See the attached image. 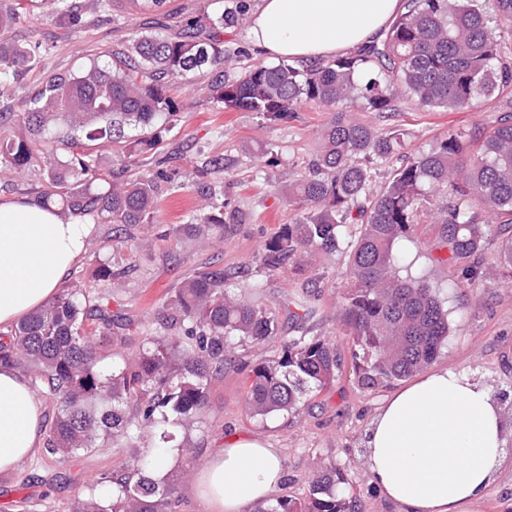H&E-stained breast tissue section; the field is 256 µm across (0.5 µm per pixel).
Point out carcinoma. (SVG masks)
I'll return each mask as SVG.
<instances>
[{
    "mask_svg": "<svg viewBox=\"0 0 512 512\" xmlns=\"http://www.w3.org/2000/svg\"><path fill=\"white\" fill-rule=\"evenodd\" d=\"M97 0L77 4L51 0L65 25L84 23ZM211 34L188 21L168 39L137 31L119 53L78 57L70 67L46 73L22 100L21 112L0 111V172L19 189L28 172L42 170L35 202L58 206L112 224L113 236L148 224L169 175L157 169L120 180L101 162V150L132 142L150 152L160 142L156 127L177 112L167 84L207 70L204 91L229 110L285 119L308 103L340 108L320 127L318 151L308 171L288 184L285 199L299 218L264 244L260 265L277 272L307 267L320 252H346L343 325L352 337V358L361 388L375 391L426 369L450 334V311L427 281L412 273L405 251L417 224L438 227V249L454 269L457 288H477L487 279L486 253L512 269V0H408L379 42L355 55L302 69L288 61L257 65L224 79V47L218 39L246 16L243 0L229 8L215 0ZM33 0H15L0 11V96L13 91L34 65L38 45L10 35ZM493 98L501 115L492 124L448 130L427 150H417L385 181L377 171L405 147L398 125L379 128L356 112L393 114L414 103L425 112L474 109ZM133 130L130 136L127 131ZM244 223L243 212L224 206L192 217L195 235L219 236ZM250 267L231 273L211 265L181 282L174 299L155 313L148 347L121 355L112 373L100 367L101 351L126 346L130 316L112 312L108 294L73 285L43 308L0 331V360L24 366L39 394L57 399L44 451L65 461L103 441L127 444L145 430L168 443L174 430L199 416L211 379L232 363V341L262 344L280 339V352L252 369L244 402L265 420L301 407L311 392L332 387L341 371L336 344L305 334L278 336L273 313L228 286L247 278ZM314 278L289 298L309 314ZM135 405V412L127 411ZM348 474L334 467L317 473L305 502L273 498L255 512H355L345 497ZM174 485L138 468L111 476L107 490L71 512H170Z\"/></svg>",
    "mask_w": 512,
    "mask_h": 512,
    "instance_id": "1",
    "label": "carcinoma"
}]
</instances>
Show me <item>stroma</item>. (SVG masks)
<instances>
[{"label":"stroma","instance_id":"obj_1","mask_svg":"<svg viewBox=\"0 0 512 512\" xmlns=\"http://www.w3.org/2000/svg\"><path fill=\"white\" fill-rule=\"evenodd\" d=\"M144 21L143 15L127 8L125 0H105L77 28L40 12L25 16L15 25L14 34L40 45L43 55L37 68L23 76V84L35 83L41 72L66 68L75 55L121 49L132 33L142 30ZM220 38L229 57L224 64L226 78H237L249 66L264 62V55L248 40L247 27L224 28ZM208 81L207 74L197 72L172 85L170 94L179 111L168 119L157 153L134 157L132 169L138 172L153 170L157 155L178 154L168 166L171 183L151 222L130 228L121 243L113 240L111 225H95L69 281L90 291L106 290L112 309L133 316L129 336L135 341L153 330L156 311L201 267L215 263L233 270L248 264L252 274L239 282V293L255 296L269 308L285 335L300 328L334 340L344 364L330 390L309 394L295 413L262 421L249 415L244 392L252 368L270 358L278 345L236 347L234 364L212 378L199 420L179 431L176 445L186 448L187 454L174 460L181 474L171 512H208L196 491L198 474L209 458L235 437L279 448L285 471L280 495L306 499L317 468L332 464L348 473L346 494L356 499L360 512H399L396 504L370 484L365 466V430L397 387L391 384L370 391L357 383L352 339L346 336L339 318L345 255L319 253L301 275L288 269L270 273L254 264L266 240L281 225L297 218L281 190L303 172L316 152L318 131L329 114L312 105L290 118L271 121L253 112L227 110L204 93ZM493 118L486 107L478 112H424L407 103L395 115L383 118L374 114L370 120L380 127L401 125L409 133L410 147L427 149L448 129L468 128ZM264 150L277 154V166H261L258 155ZM217 155L223 156L224 168L211 172L214 192L211 200L205 201L194 192L192 183L198 172L209 170ZM225 202L243 209L246 219L223 239L184 232V224L205 205ZM414 241L420 255L417 273L438 288L451 311V333L437 366L468 371L492 391L512 387V283L492 278L478 288H456L451 269L439 260L434 225H418ZM100 259L111 261L119 270L103 284L94 279ZM308 277L320 278L321 286L311 297V314L294 325L284 303ZM137 461L121 441L62 463L36 449L15 471L0 474V512H22L26 505L32 512H70L102 477L126 474Z\"/></svg>","mask_w":512,"mask_h":512}]
</instances>
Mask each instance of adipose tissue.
<instances>
[{
	"label": "adipose tissue",
	"mask_w": 512,
	"mask_h": 512,
	"mask_svg": "<svg viewBox=\"0 0 512 512\" xmlns=\"http://www.w3.org/2000/svg\"><path fill=\"white\" fill-rule=\"evenodd\" d=\"M405 0H259L248 30L268 57L313 61L375 39ZM92 231L85 217L0 200V326L48 304L79 261ZM42 406L27 380L0 363V474L39 448ZM503 406L465 371L434 367L379 410L364 439L371 484L401 512H474L502 462ZM279 449L234 438L201 470L197 492L209 512H244L280 488Z\"/></svg>",
	"instance_id": "obj_1"
}]
</instances>
